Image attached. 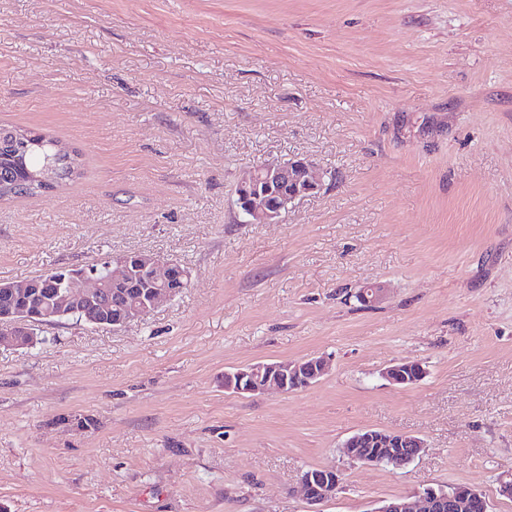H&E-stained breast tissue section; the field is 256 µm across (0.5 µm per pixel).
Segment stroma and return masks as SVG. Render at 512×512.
Segmentation results:
<instances>
[{"mask_svg": "<svg viewBox=\"0 0 512 512\" xmlns=\"http://www.w3.org/2000/svg\"><path fill=\"white\" fill-rule=\"evenodd\" d=\"M0 126L82 162L0 199V279L134 251L189 272L140 322L0 345V512H307L323 466L321 512L456 485L512 512V0H0ZM293 156L323 189L241 223L245 172ZM303 357L331 365L311 387L224 389ZM366 428L424 448L349 462ZM377 446L379 454L367 457L358 448ZM424 448L423 442L414 436L398 432H385L376 429H362L350 436L342 445V453L356 464L374 466L388 461L395 468L413 462ZM307 470L300 480L305 499L310 506L319 505L336 496L344 482V474L335 466L321 467L317 473ZM309 472V473H308Z\"/></svg>", "mask_w": 512, "mask_h": 512, "instance_id": "stroma-1", "label": "stroma"}]
</instances>
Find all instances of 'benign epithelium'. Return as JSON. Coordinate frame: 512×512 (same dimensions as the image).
I'll list each match as a JSON object with an SVG mask.
<instances>
[{
    "label": "benign epithelium",
    "instance_id": "1",
    "mask_svg": "<svg viewBox=\"0 0 512 512\" xmlns=\"http://www.w3.org/2000/svg\"><path fill=\"white\" fill-rule=\"evenodd\" d=\"M26 135L13 130H0V150L19 154L26 149ZM67 158L57 156L55 163L44 168L42 176L30 184L34 190H43L68 175ZM326 172L309 160L289 158L264 162L250 167L235 189L234 206L243 209L250 224H275L295 201L319 191ZM179 262L152 254H140L129 258L122 256L109 265L108 279L125 284L138 280L148 284L139 301L126 308L120 326L125 327L150 315L164 300L175 296L171 287L172 271ZM106 279V280H108ZM106 280L93 272L74 273L65 280V288L56 294L58 308L73 309L84 304H104L110 299L105 288ZM10 323L13 329L0 330V344L16 347L30 346L37 333L27 327L28 318L23 313L0 316V325ZM328 371L323 358L285 360L272 363L258 362L224 373V390L238 395H262L272 390L288 393L297 387H309L318 382ZM376 446L379 454L367 457L359 449ZM424 448L423 442L414 436L376 429H362L350 436L342 445V453L356 464L374 466L384 461L396 468L413 462ZM344 474L335 466H325L316 473L302 476L300 486L307 503L319 505L336 496L343 486ZM488 512L487 501L475 490L448 492L425 490L415 498L396 497L384 501L376 512H458L464 501Z\"/></svg>",
    "mask_w": 512,
    "mask_h": 512
}]
</instances>
